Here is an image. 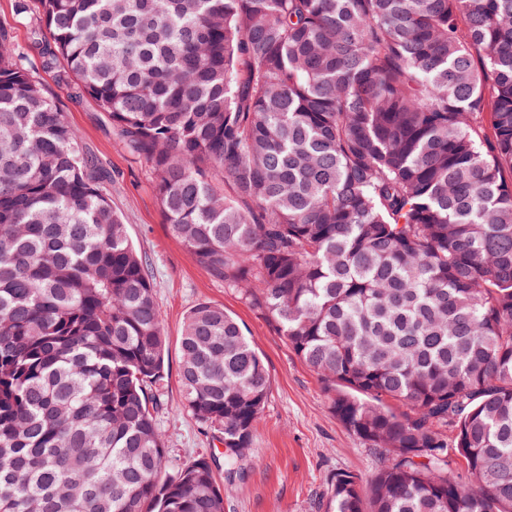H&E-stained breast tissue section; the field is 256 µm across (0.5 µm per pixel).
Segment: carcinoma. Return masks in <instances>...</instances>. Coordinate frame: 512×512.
<instances>
[{
  "instance_id": "obj_1",
  "label": "carcinoma",
  "mask_w": 512,
  "mask_h": 512,
  "mask_svg": "<svg viewBox=\"0 0 512 512\" xmlns=\"http://www.w3.org/2000/svg\"><path fill=\"white\" fill-rule=\"evenodd\" d=\"M17 10L42 67L150 165L171 235L379 455L324 512H512V0ZM180 352L187 407L224 435L222 486L204 455L166 472L153 287L0 27V512H224L270 376L208 301Z\"/></svg>"
}]
</instances>
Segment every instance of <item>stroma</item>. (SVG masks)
<instances>
[{"instance_id": "stroma-1", "label": "stroma", "mask_w": 512, "mask_h": 512, "mask_svg": "<svg viewBox=\"0 0 512 512\" xmlns=\"http://www.w3.org/2000/svg\"><path fill=\"white\" fill-rule=\"evenodd\" d=\"M15 4L16 0H0V25L9 28L15 44L27 51V63L38 68L47 96L98 160L105 175L103 187L147 264L168 339V372L158 394L157 423L168 448L169 469L201 454L219 463L224 460L221 433L188 411L179 382L184 317L198 302L209 301L224 306L243 323L271 378L265 408L241 460V475L224 499V512H323L322 503L336 475L351 472L370 479L377 454L331 413L316 375L262 311L239 288L211 277L170 234L147 164L122 148L93 100L71 98L55 73L39 69L38 57L28 51L33 18L18 14Z\"/></svg>"}]
</instances>
